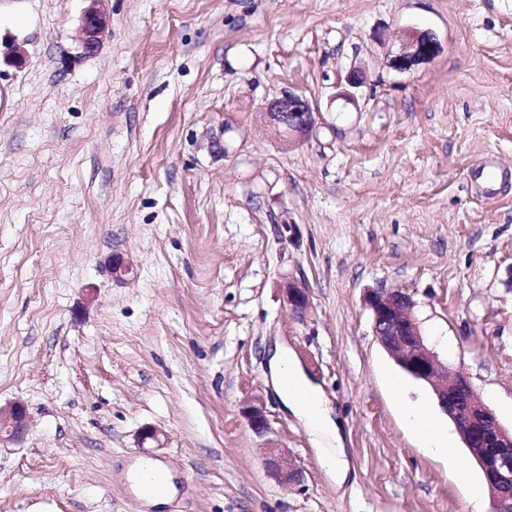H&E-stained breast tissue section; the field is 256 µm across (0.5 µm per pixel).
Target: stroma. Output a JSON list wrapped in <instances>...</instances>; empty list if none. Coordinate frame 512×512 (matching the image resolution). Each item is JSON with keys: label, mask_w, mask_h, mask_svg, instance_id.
<instances>
[{"label": "stroma", "mask_w": 512, "mask_h": 512, "mask_svg": "<svg viewBox=\"0 0 512 512\" xmlns=\"http://www.w3.org/2000/svg\"><path fill=\"white\" fill-rule=\"evenodd\" d=\"M86 6L0 0V52L27 57L0 63V409L28 415L0 440V512H471L483 476L409 429L405 405L440 408L392 392L364 297L409 294L512 426V184L472 189L512 168V0H106L91 55ZM411 29L441 51L402 73ZM287 92L314 124L282 142L263 112ZM277 342L341 424L343 486L268 383ZM257 395L300 484L264 466ZM141 458L173 475L161 510L131 487ZM90 4L81 19L80 49L82 54L95 53L108 32V18L100 7L106 0H86ZM283 294L288 306L296 313H304L310 305L309 289L305 282L287 279L282 285Z\"/></svg>", "instance_id": "stroma-1"}]
</instances>
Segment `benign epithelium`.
Wrapping results in <instances>:
<instances>
[{
	"label": "benign epithelium",
	"instance_id": "1",
	"mask_svg": "<svg viewBox=\"0 0 512 512\" xmlns=\"http://www.w3.org/2000/svg\"><path fill=\"white\" fill-rule=\"evenodd\" d=\"M102 2L89 0L82 16L80 49L84 55L95 53L108 32ZM439 51L440 44L432 34L412 31L402 40L391 63L394 69L408 72L415 65L433 59ZM265 116L275 134L286 139L308 133L314 123L308 100L293 92L268 103ZM110 271L113 278L121 280L133 272V267L129 260L115 255ZM282 290L294 312L302 314L308 309L310 296L305 282L289 278ZM365 303L379 343L405 373L431 388L440 409L455 422L465 448L483 473L493 512H512V428L505 427L481 400L462 370L448 366L425 343L408 294L378 289L366 296ZM241 413L252 432L264 441L267 470L283 484L300 483L303 472L297 458L271 438L273 431L263 399L257 396L246 401ZM25 417L24 406L14 405L8 419L0 415V430L19 431Z\"/></svg>",
	"mask_w": 512,
	"mask_h": 512
}]
</instances>
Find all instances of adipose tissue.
Instances as JSON below:
<instances>
[{
	"instance_id": "ef3b65f1",
	"label": "adipose tissue",
	"mask_w": 512,
	"mask_h": 512,
	"mask_svg": "<svg viewBox=\"0 0 512 512\" xmlns=\"http://www.w3.org/2000/svg\"><path fill=\"white\" fill-rule=\"evenodd\" d=\"M268 363L270 381L280 402L304 422L325 470L336 485H343L348 477L343 436L338 421L326 406L322 389L308 378L285 345L275 344ZM405 417L426 447L442 455H452L448 431L439 421L416 407L406 408Z\"/></svg>"
}]
</instances>
